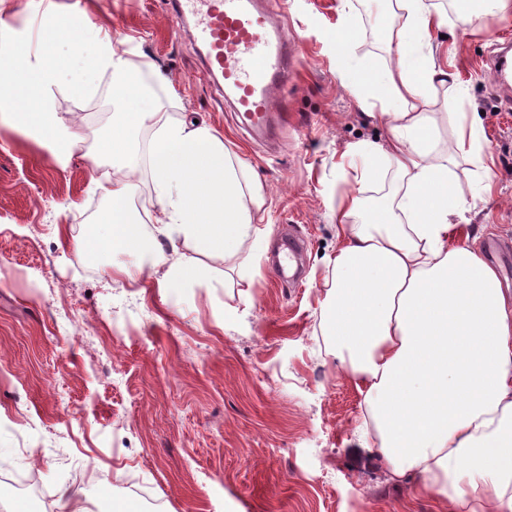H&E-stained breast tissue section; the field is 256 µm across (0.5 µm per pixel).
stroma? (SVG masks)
<instances>
[{
	"label": "stroma",
	"mask_w": 512,
	"mask_h": 512,
	"mask_svg": "<svg viewBox=\"0 0 512 512\" xmlns=\"http://www.w3.org/2000/svg\"><path fill=\"white\" fill-rule=\"evenodd\" d=\"M341 0H286L283 24L301 48L288 89V125L276 147L254 145L235 127L201 75L188 34L160 0H82L93 28L125 40L169 87L139 80L171 121L197 120L223 134L264 187L273 250L287 228L307 243L301 284L273 281L268 261L187 251L207 267L209 288L162 297L142 253L115 247L112 273L61 249L58 231L87 237L110 201L91 189L89 151L114 111L109 78L94 94L58 93L60 115L83 113L86 142L66 165L33 138L0 128V512H63L60 490L82 486L94 512H142L143 500L113 483L134 476L160 512H448L434 494L386 482L359 447L363 398L336 371L320 330L325 279L336 253L337 197L391 198L393 176L359 186L340 179V154L384 142L347 86V60L390 66L370 0H350L357 32L340 51ZM67 0H0L14 32L26 34ZM512 39V11L485 27L449 28L456 86L437 88L438 112H473L493 156L494 188L479 193L467 163L455 169L465 217L481 255L512 288V111L484 63L490 36ZM141 175L129 201L150 235L155 195L147 170L152 127L131 130ZM252 302L244 304L241 295Z\"/></svg>",
	"instance_id": "obj_1"
}]
</instances>
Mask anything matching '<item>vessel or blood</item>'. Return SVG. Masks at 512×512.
Returning a JSON list of instances; mask_svg holds the SVG:
<instances>
[{"instance_id":"vessel-or-blood-1","label":"vessel or blood","mask_w":512,"mask_h":512,"mask_svg":"<svg viewBox=\"0 0 512 512\" xmlns=\"http://www.w3.org/2000/svg\"><path fill=\"white\" fill-rule=\"evenodd\" d=\"M175 22L191 23L202 72L252 135L269 137L282 124L284 90L301 64L296 41L279 20L281 0H164ZM503 93L512 92V57L492 56Z\"/></svg>"}]
</instances>
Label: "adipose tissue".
I'll return each mask as SVG.
<instances>
[{"label": "adipose tissue", "instance_id": "1", "mask_svg": "<svg viewBox=\"0 0 512 512\" xmlns=\"http://www.w3.org/2000/svg\"><path fill=\"white\" fill-rule=\"evenodd\" d=\"M393 22L384 31L394 63L365 66L379 87L384 143L349 145L362 161L361 180L394 174L400 196L375 204L361 193L336 199L339 245L321 310L326 351L363 397L368 446L387 482L427 491L453 512H512V291L471 241L465 201L452 181L459 160L492 188L488 145L475 113L450 115L453 142L436 149V88L454 82L448 27L435 0H384ZM121 41L81 24L76 13L53 15L38 36L16 38L0 18V127L34 136L57 161L83 142L82 124L63 118L56 95L90 94L110 77L118 107L100 141L105 169L94 177L111 199L92 239L62 237L61 248L108 260L114 244L143 247L127 211L135 167L131 126L150 123L149 158L156 195L149 266L161 269L162 296L210 284L211 272L185 250L234 256L264 238L263 184L233 162L210 126L172 122L146 99L140 70Z\"/></svg>", "mask_w": 512, "mask_h": 512}]
</instances>
